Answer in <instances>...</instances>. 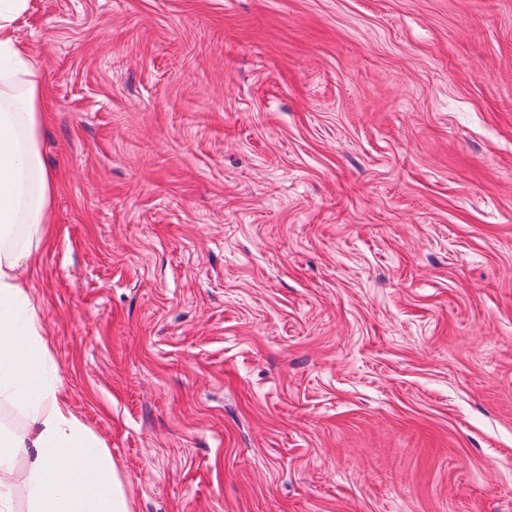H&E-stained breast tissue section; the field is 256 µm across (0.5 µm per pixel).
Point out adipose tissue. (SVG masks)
Listing matches in <instances>:
<instances>
[{"label": "adipose tissue", "instance_id": "obj_1", "mask_svg": "<svg viewBox=\"0 0 512 512\" xmlns=\"http://www.w3.org/2000/svg\"><path fill=\"white\" fill-rule=\"evenodd\" d=\"M29 0H0V403L23 432L0 428V512H130L109 453L58 396L51 346L26 273L46 238L57 182L43 162V87L20 43ZM27 494L16 510L17 457Z\"/></svg>", "mask_w": 512, "mask_h": 512}]
</instances>
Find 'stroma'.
<instances>
[{
    "mask_svg": "<svg viewBox=\"0 0 512 512\" xmlns=\"http://www.w3.org/2000/svg\"><path fill=\"white\" fill-rule=\"evenodd\" d=\"M58 395L131 512H512V0H30Z\"/></svg>",
    "mask_w": 512,
    "mask_h": 512,
    "instance_id": "1",
    "label": "stroma"
}]
</instances>
